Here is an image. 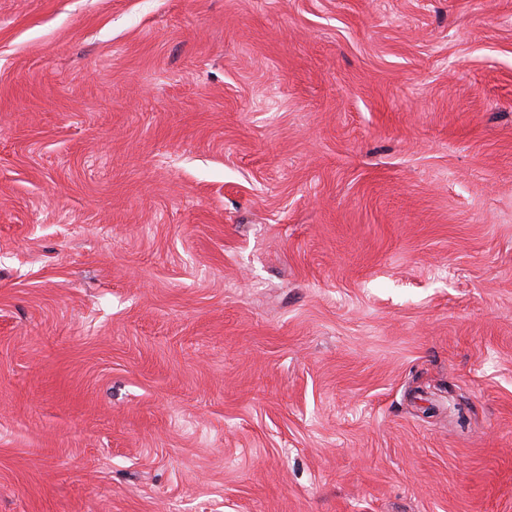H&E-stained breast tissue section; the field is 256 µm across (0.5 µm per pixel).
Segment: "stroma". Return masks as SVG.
I'll use <instances>...</instances> for the list:
<instances>
[{
    "label": "stroma",
    "instance_id": "35a3bbf8",
    "mask_svg": "<svg viewBox=\"0 0 512 512\" xmlns=\"http://www.w3.org/2000/svg\"><path fill=\"white\" fill-rule=\"evenodd\" d=\"M0 512H512V0H0Z\"/></svg>",
    "mask_w": 512,
    "mask_h": 512
}]
</instances>
